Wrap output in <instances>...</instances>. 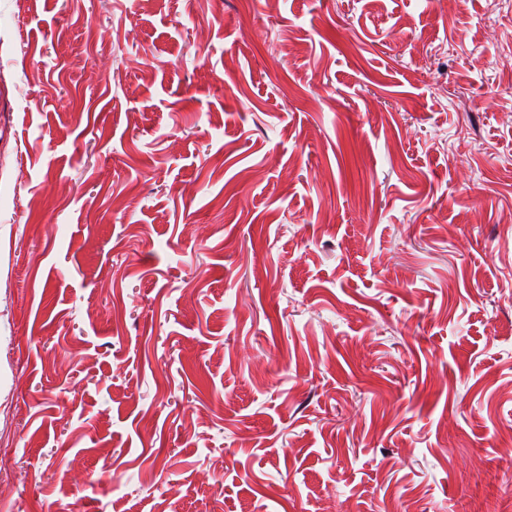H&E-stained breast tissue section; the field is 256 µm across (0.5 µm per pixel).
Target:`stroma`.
Returning a JSON list of instances; mask_svg holds the SVG:
<instances>
[{
    "instance_id": "1",
    "label": "stroma",
    "mask_w": 512,
    "mask_h": 512,
    "mask_svg": "<svg viewBox=\"0 0 512 512\" xmlns=\"http://www.w3.org/2000/svg\"><path fill=\"white\" fill-rule=\"evenodd\" d=\"M512 5L0 0L8 512H501Z\"/></svg>"
}]
</instances>
